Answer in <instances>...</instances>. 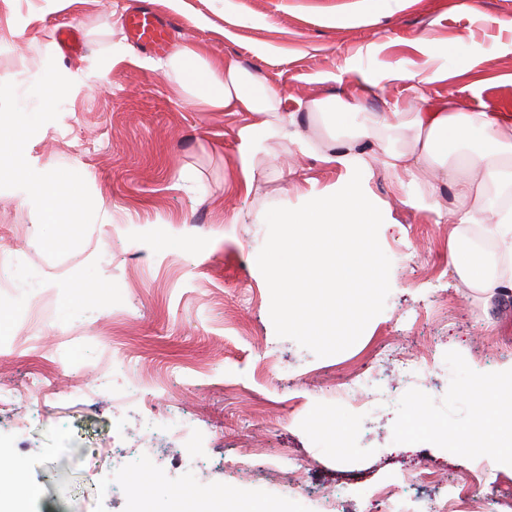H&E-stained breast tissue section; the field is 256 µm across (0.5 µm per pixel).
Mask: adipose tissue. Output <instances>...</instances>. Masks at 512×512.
I'll use <instances>...</instances> for the list:
<instances>
[{"label":"adipose tissue","mask_w":512,"mask_h":512,"mask_svg":"<svg viewBox=\"0 0 512 512\" xmlns=\"http://www.w3.org/2000/svg\"><path fill=\"white\" fill-rule=\"evenodd\" d=\"M167 66L177 75L182 91L211 111L260 115V122L238 132L237 155L245 180L254 178L253 160L262 149L260 132L268 130L291 143H303L296 115L284 110L281 93L237 59L228 56L216 63L199 47L183 45L173 51ZM388 77L412 82L415 102L408 110L363 112L358 104L344 101L336 105L321 98L310 99L305 106L312 114L331 117L333 127L338 128L344 143L332 148L329 159L349 173L350 179L333 194L313 199L306 212L288 216L290 229L276 245L274 266L295 312L318 321L324 333L334 330L337 314L346 313L348 300L357 292L360 270L366 265L364 257L350 252L349 244L353 238L364 236L368 225L380 221L359 188L373 172L354 150L358 141L376 142L382 165L402 180L415 181L422 166L435 165L432 181L408 196L406 206L427 208L440 186L451 187L447 209L435 212L438 221L454 226L448 252L450 271L472 287H498L497 279L476 274L463 255L460 242L473 226L493 243L500 262L512 266V207L498 209L490 202L494 195L512 196V139L501 135L497 115L454 96L430 98L426 88L438 74L429 69L408 73L394 70ZM403 134L408 135L409 146L401 150L396 142ZM0 176L10 177L27 196L36 198L50 223L57 220L62 200L82 196L79 183L50 184L45 174L16 151L0 153ZM329 258L338 268L341 292L332 299L310 301L304 293L305 280ZM500 415V409H492L466 428H451L415 416L403 425L401 434L407 442L428 437L454 446L474 440L486 457L512 463V426H503Z\"/></svg>","instance_id":"obj_1"}]
</instances>
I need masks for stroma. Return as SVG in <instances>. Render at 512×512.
Wrapping results in <instances>:
<instances>
[{"mask_svg":"<svg viewBox=\"0 0 512 512\" xmlns=\"http://www.w3.org/2000/svg\"><path fill=\"white\" fill-rule=\"evenodd\" d=\"M141 6L173 18L165 50L128 40L124 18ZM66 25L84 43L69 61L46 52ZM182 44L212 61L236 58L290 112L312 98L356 97L368 112L409 108L408 81H384L372 94L361 78L426 65L448 74L432 95L512 113V0H0V113L13 112L44 69L65 64L75 89L36 103L44 119L22 151L107 206L76 211L78 240L65 248L39 207L0 181V254L38 281L21 302H0L11 318L0 371L21 386L38 363L24 303L43 309L47 343L83 331L71 350L80 366L96 369L108 353L114 367L158 377L175 396L152 410L121 407L106 392L38 409L17 400L0 417L26 423L10 447L27 466L25 512H127L141 479L272 512H326L335 490L343 512H380L378 494L393 484L408 512H440L453 484L478 495L483 512H512V467L433 440L407 448L400 434L417 412L473 424L477 381L512 373V292L491 296L449 274L451 224L401 203L431 168L400 182L376 145H363L373 176L362 189L384 217L367 231L385 265L376 307L326 336L288 327V296L269 259L280 217L347 179L324 159L328 123L301 114L308 150L265 139L245 181L237 132L258 117L190 103L156 67ZM415 356L419 372H403ZM362 377L376 386L377 408L339 393ZM151 411L193 421L202 468H185L186 443L167 437L123 473L91 474L93 450L135 448ZM116 481L125 495L113 494Z\"/></svg>","mask_w":512,"mask_h":512,"instance_id":"1","label":"stroma"}]
</instances>
